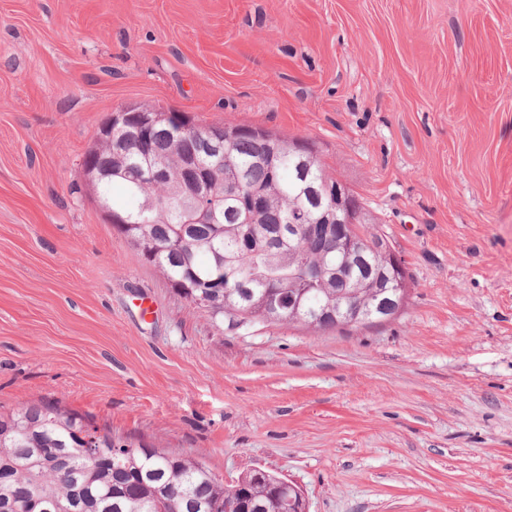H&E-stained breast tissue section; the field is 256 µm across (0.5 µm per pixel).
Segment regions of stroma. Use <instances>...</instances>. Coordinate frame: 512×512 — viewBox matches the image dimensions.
I'll return each instance as SVG.
<instances>
[{
  "instance_id": "stroma-1",
  "label": "stroma",
  "mask_w": 512,
  "mask_h": 512,
  "mask_svg": "<svg viewBox=\"0 0 512 512\" xmlns=\"http://www.w3.org/2000/svg\"><path fill=\"white\" fill-rule=\"evenodd\" d=\"M130 104L311 142L403 309L213 323L87 186ZM43 400L308 512H512V0H0V408Z\"/></svg>"
}]
</instances>
